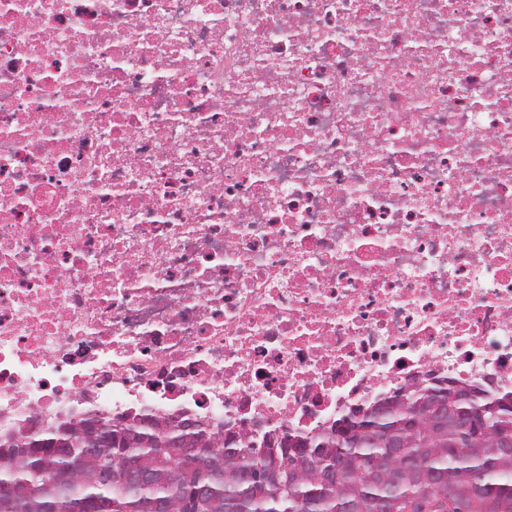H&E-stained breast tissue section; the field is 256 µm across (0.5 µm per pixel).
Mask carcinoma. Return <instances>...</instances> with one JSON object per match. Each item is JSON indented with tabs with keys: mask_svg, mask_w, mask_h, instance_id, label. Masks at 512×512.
<instances>
[{
	"mask_svg": "<svg viewBox=\"0 0 512 512\" xmlns=\"http://www.w3.org/2000/svg\"><path fill=\"white\" fill-rule=\"evenodd\" d=\"M471 399L454 388L407 390L398 404L373 408L363 418L344 416L328 431L301 435V464L289 448L261 447L241 435H224L206 419L189 434L171 417L136 413L129 423L95 415L110 444L92 451L79 443L66 455L53 448L0 443V484L36 493L0 499V512H187L200 489L197 512H512V392L487 394L470 386ZM190 440L198 454L186 464L170 443ZM131 459L150 474L138 484L117 476ZM83 461L69 486L52 472ZM112 469V483L97 480Z\"/></svg>",
	"mask_w": 512,
	"mask_h": 512,
	"instance_id": "1",
	"label": "carcinoma"
}]
</instances>
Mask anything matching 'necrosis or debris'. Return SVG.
Segmentation results:
<instances>
[{
	"mask_svg": "<svg viewBox=\"0 0 512 512\" xmlns=\"http://www.w3.org/2000/svg\"><path fill=\"white\" fill-rule=\"evenodd\" d=\"M437 382L512 392V0H0V430Z\"/></svg>",
	"mask_w": 512,
	"mask_h": 512,
	"instance_id": "obj_1",
	"label": "necrosis or debris"
}]
</instances>
